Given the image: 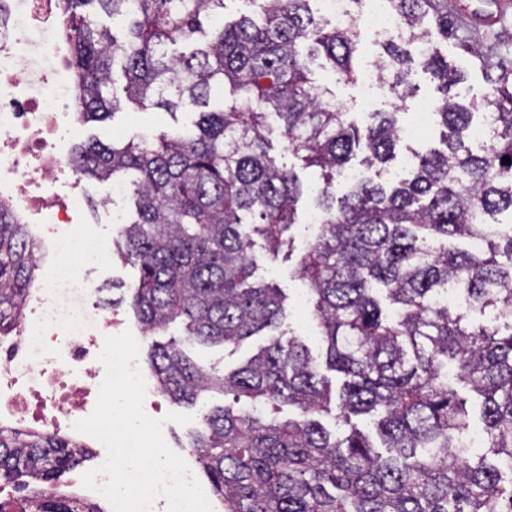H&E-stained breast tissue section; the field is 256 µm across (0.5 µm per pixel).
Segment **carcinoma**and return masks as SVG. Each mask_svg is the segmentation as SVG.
Wrapping results in <instances>:
<instances>
[{
	"instance_id": "carcinoma-1",
	"label": "carcinoma",
	"mask_w": 512,
	"mask_h": 512,
	"mask_svg": "<svg viewBox=\"0 0 512 512\" xmlns=\"http://www.w3.org/2000/svg\"><path fill=\"white\" fill-rule=\"evenodd\" d=\"M226 2L60 3L80 120L121 109L118 72L138 109H200L192 133L89 143L74 159L83 175L132 189L133 215L115 247L139 267L130 305L144 332L177 324L187 341L226 348L270 331L229 372L197 364L174 341L149 346L162 394L188 405L221 398L189 444L209 491L224 512H512V219L497 218L512 213V163H502L512 159V72L489 76L493 135L468 144L477 106L451 95L460 75L433 41H448V0H386L403 33L383 43L382 78L403 102L414 94L413 67L429 74L441 94L431 116L444 128V148L415 154L414 176L395 185L384 173L402 143L399 107L371 113L361 130L311 68L322 55L356 81L359 15L330 27L313 0H259L261 22L227 23ZM94 5L123 24L122 37L91 19ZM177 42L190 51L168 55ZM216 94L224 108L209 111ZM268 107L288 151L320 169L322 185L270 154ZM358 152L374 176L343 193L336 177ZM309 191L322 222L296 273L323 366L300 337L278 332L284 297L253 278L249 259L255 235L279 250ZM36 268L27 225L1 204L0 333L16 322ZM449 288L460 306L440 303ZM488 311L495 322L469 319ZM327 370L342 377L339 388ZM459 385L481 397L491 459L462 447L471 422ZM285 405L297 413L269 414ZM334 413L372 417L380 444L357 430L336 436L323 423ZM81 455L62 437L0 429L6 478L49 483Z\"/></svg>"
}]
</instances>
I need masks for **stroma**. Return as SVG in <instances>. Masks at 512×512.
<instances>
[{
	"label": "stroma",
	"mask_w": 512,
	"mask_h": 512,
	"mask_svg": "<svg viewBox=\"0 0 512 512\" xmlns=\"http://www.w3.org/2000/svg\"><path fill=\"white\" fill-rule=\"evenodd\" d=\"M476 5L486 14H501V21L491 27L471 23L469 13ZM490 46L495 47L497 51L496 57L492 60L475 56V49L483 50ZM441 49L464 74L463 81L453 90L454 95L467 101L480 100L489 95L487 75L491 66L512 68V0H448V41L442 44ZM316 76L320 83L333 91L337 104L347 110L349 121L361 127L365 126L368 114L361 107L360 84L340 81L337 75L328 69H317ZM197 117V110L193 107L180 109L176 115L171 116L164 112L142 111L127 104L105 121L79 124L73 140L77 143L98 141L109 145L140 132L157 134L189 126ZM82 188L85 196L81 212L82 222L90 226L103 227L107 239H116L119 227L112 224V214L116 211L129 212L130 199L122 197L112 204H105L107 185L93 179H83ZM311 210V201L302 200L301 222L294 225L290 231L293 239L291 247L281 248L278 254L274 255L269 253L264 241L259 239L252 248L251 257L255 264L256 277L272 282L286 297L285 326L290 327L295 334L306 337L311 343L313 357L321 361L325 358V351L315 342L313 324L306 308L299 304L298 283L294 279L295 263L310 238L307 221ZM96 278L101 286L98 294L100 302L118 312L124 328L132 332L140 346H147L155 339L162 343L180 339L181 332L175 327L156 337L143 333L134 313L127 302H124V295L129 294L138 281L137 267L116 257L108 269L97 272ZM266 343V336L259 334L247 338L235 348L201 347L191 344L188 345L187 351L192 359L203 366L221 371L233 369L244 363Z\"/></svg>",
	"instance_id": "35a3bbf8"
}]
</instances>
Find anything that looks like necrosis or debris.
Segmentation results:
<instances>
[{
    "mask_svg": "<svg viewBox=\"0 0 512 512\" xmlns=\"http://www.w3.org/2000/svg\"><path fill=\"white\" fill-rule=\"evenodd\" d=\"M59 0H0V195L32 225L42 276L0 353V426L62 434L104 462L103 444L74 425L96 404L98 356L117 321L96 305L95 269L111 256L81 231V174L66 150L75 98L62 74ZM68 268H60L61 259Z\"/></svg>",
    "mask_w": 512,
    "mask_h": 512,
    "instance_id": "4bbe7bcc",
    "label": "necrosis or debris"
}]
</instances>
